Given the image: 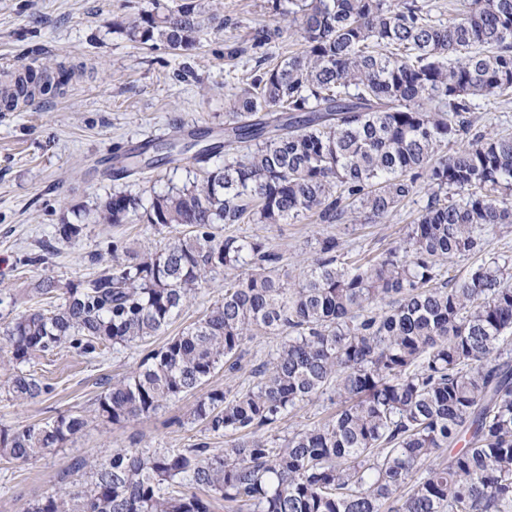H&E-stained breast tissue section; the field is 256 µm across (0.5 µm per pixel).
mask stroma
Instances as JSON below:
<instances>
[{
  "label": "stroma",
  "instance_id": "stroma-1",
  "mask_svg": "<svg viewBox=\"0 0 512 512\" xmlns=\"http://www.w3.org/2000/svg\"><path fill=\"white\" fill-rule=\"evenodd\" d=\"M173 0H0V70L34 64L64 66L74 73L63 92L38 98L18 112L0 106V293L15 296L26 307L24 290L31 279L51 277L78 282L101 272L113 251H153L164 239L146 225H88L74 242L62 241L56 229L71 220L72 209L93 212L113 189L124 188L106 174L114 152L150 139L171 140L193 128L224 123L225 97L250 84L255 65L249 37L253 28L280 29L269 48L280 62L301 45L287 17L267 10L266 0H200L210 19L199 45L174 54L164 46L130 39L115 21ZM236 57H228L230 48ZM189 162L164 165L137 181L132 190L142 199L191 181ZM427 186L377 224H320L306 219L285 224H220L217 235L260 236L284 251L294 275H302L322 238L337 236L349 254H379L404 237L427 200ZM45 263H33L38 253ZM512 263V227L487 235L483 254L453 259L451 270L465 278L482 258ZM279 337L253 336L236 372L216 370L209 387L236 390L253 381L252 370L279 344ZM141 347L104 348L87 360L66 347L37 357L26 369L47 379L51 395L23 403L0 385V427L42 422L61 413L88 412L107 379L129 372L142 356ZM196 401L189 395L150 417L116 426L89 419L63 447L15 466L0 462V512H22L27 501L61 491L56 475L73 459L111 448H186L204 436L202 425L179 426ZM336 408L328 396L303 403L267 433L268 439L312 426Z\"/></svg>",
  "mask_w": 512,
  "mask_h": 512
}]
</instances>
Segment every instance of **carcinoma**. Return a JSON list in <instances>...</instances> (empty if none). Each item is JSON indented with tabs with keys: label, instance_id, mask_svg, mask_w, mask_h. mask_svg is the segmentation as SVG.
Masks as SVG:
<instances>
[{
	"label": "carcinoma",
	"instance_id": "obj_1",
	"mask_svg": "<svg viewBox=\"0 0 512 512\" xmlns=\"http://www.w3.org/2000/svg\"><path fill=\"white\" fill-rule=\"evenodd\" d=\"M303 49L274 66L256 58L250 87L227 95L216 135L146 142L113 157L130 178L194 149L202 177L154 193L107 196L98 224L134 216L162 248L129 252L76 284L39 278V304L0 328V367L17 401L52 384L17 366L63 346L94 359L167 330L199 288L224 276V295L182 332L147 351L130 375L106 382L94 416L114 425L148 417L233 372L251 337L281 338L254 369L257 382L212 389L177 423L212 437L190 448H119L58 473L90 481L28 503L23 512H512V267L490 257L459 280L453 258L484 251L485 234L512 226V136L476 129L475 100L512 98V0H464L446 24L419 0H289ZM134 40L175 52L196 47L198 0L114 22ZM251 32V48L280 38ZM68 77L29 70L0 95L59 92ZM456 146L438 159L443 146ZM427 204L386 251L349 260L327 236L301 278L259 236L217 224L378 223L417 193ZM462 196L457 201L450 193ZM60 225L79 239L88 214ZM334 416L276 442L263 431L327 392ZM87 425L59 414L0 428V461L25 463Z\"/></svg>",
	"mask_w": 512,
	"mask_h": 512
}]
</instances>
